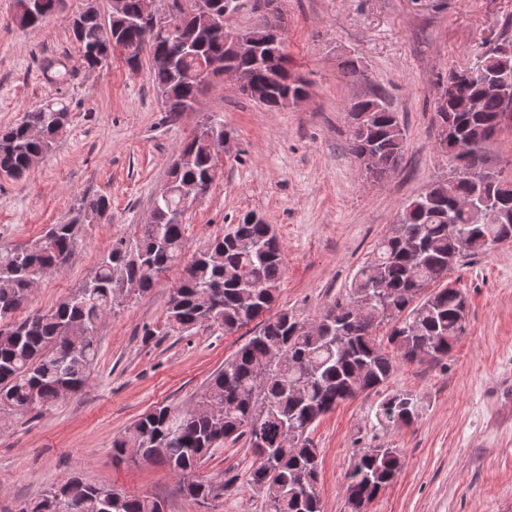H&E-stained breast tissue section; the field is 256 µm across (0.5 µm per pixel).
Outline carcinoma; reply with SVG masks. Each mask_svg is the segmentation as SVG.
<instances>
[{
  "instance_id": "cac0c4a2",
  "label": "carcinoma",
  "mask_w": 512,
  "mask_h": 512,
  "mask_svg": "<svg viewBox=\"0 0 512 512\" xmlns=\"http://www.w3.org/2000/svg\"><path fill=\"white\" fill-rule=\"evenodd\" d=\"M140 0H127L126 17H80L71 35L80 62L92 68L112 53L119 35L125 62L138 67L148 57L149 77L163 96L167 117L193 107L202 85L194 75L219 60L252 74L258 102L283 109L284 99L308 93L289 80L290 58L277 35L276 53L263 68L235 56L218 36L198 32L196 18L182 17L178 40L194 50L178 56L177 67L154 64L176 47L167 35L149 40L130 25ZM26 0H15V19L33 27L56 14L64 0H40L37 18ZM501 82L512 91V41L503 40L467 66H451L438 83L434 109L439 148L454 161V174L410 199L395 224L375 246L373 257L355 273L345 296L312 320L288 311L265 316L285 274L283 246L272 226L245 213L224 235L195 250L172 289L165 325L192 333L218 327L233 334L251 323L256 330L224 368L210 379L192 408L162 405L144 413L112 442L114 457L156 461L179 477L186 495L201 502L224 496L231 481L202 480L197 472L213 448L245 440L256 462L247 484L264 493L269 512H323L318 491L319 454L311 429L340 404L383 386L397 362L439 363L451 352L465 326L466 299L446 285L461 262L512 242V178L487 166L484 150L501 134L512 114L502 97L485 85ZM350 151L371 157L366 175L382 178L403 158L406 142L399 116L374 94L349 109ZM68 106L48 101L0 131V175L20 178L33 160L46 156L67 131ZM224 125L212 118L185 140L170 165L169 193L154 200L155 222L112 241L91 274L53 307L34 309L16 321L14 313L33 295L32 284L65 264L80 243L82 227L107 216V197L86 198L67 221L49 225L25 245L0 244V408L36 413L81 389L98 357V328L115 307L114 292L142 296L187 251L185 224L178 218L186 191L209 192L218 164L209 151L205 127ZM387 328L380 334L381 328ZM421 410L408 390L377 405L379 426L397 429L416 421ZM395 448H362L343 484L351 512L373 500L400 472ZM20 512H160L148 496L127 495L111 486L85 483L70 475L45 490Z\"/></svg>"
}]
</instances>
